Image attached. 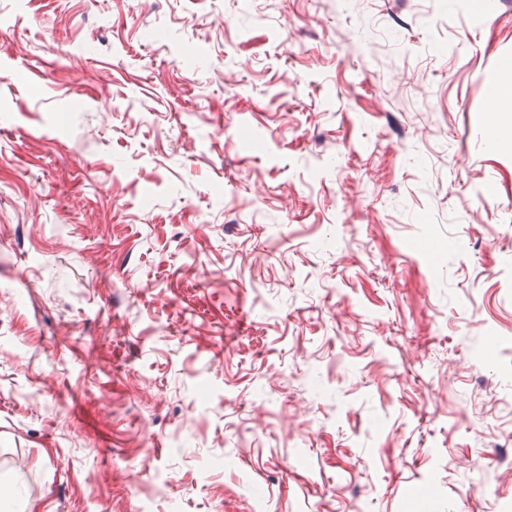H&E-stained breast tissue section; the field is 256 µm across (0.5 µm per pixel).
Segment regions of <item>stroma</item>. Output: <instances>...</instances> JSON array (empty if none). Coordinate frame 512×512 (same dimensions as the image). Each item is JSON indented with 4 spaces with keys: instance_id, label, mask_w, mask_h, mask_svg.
I'll return each mask as SVG.
<instances>
[{
    "instance_id": "35a3bbf8",
    "label": "stroma",
    "mask_w": 512,
    "mask_h": 512,
    "mask_svg": "<svg viewBox=\"0 0 512 512\" xmlns=\"http://www.w3.org/2000/svg\"><path fill=\"white\" fill-rule=\"evenodd\" d=\"M0 0V512H512V0ZM490 99L493 109L488 120V139L491 145L499 146L504 141L512 144V64L501 73L497 84L492 87ZM505 101L508 106L505 107Z\"/></svg>"
}]
</instances>
